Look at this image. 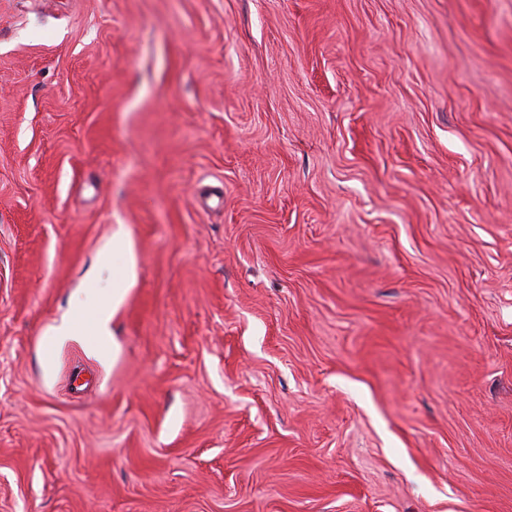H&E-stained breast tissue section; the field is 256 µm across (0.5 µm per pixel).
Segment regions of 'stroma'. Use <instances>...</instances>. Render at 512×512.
<instances>
[{
	"instance_id": "1",
	"label": "stroma",
	"mask_w": 512,
	"mask_h": 512,
	"mask_svg": "<svg viewBox=\"0 0 512 512\" xmlns=\"http://www.w3.org/2000/svg\"><path fill=\"white\" fill-rule=\"evenodd\" d=\"M0 512H512V0H0ZM101 264L104 268L112 264V280L108 281L107 286L101 287V281L96 276L91 277L88 287L82 288L74 298L68 315L45 336L47 342L53 345L73 336L78 326H85L93 333L98 353L108 357L112 349L113 360L117 346L111 323L136 273L130 241L121 225L112 237V247L102 254Z\"/></svg>"
}]
</instances>
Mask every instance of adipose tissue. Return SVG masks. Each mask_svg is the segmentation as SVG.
Segmentation results:
<instances>
[{"label":"adipose tissue","instance_id":"ef3b65f1","mask_svg":"<svg viewBox=\"0 0 512 512\" xmlns=\"http://www.w3.org/2000/svg\"><path fill=\"white\" fill-rule=\"evenodd\" d=\"M101 264L111 267V280L103 285L97 278H90L87 288L76 295L68 315L48 331V343L73 336L75 329L82 325L91 330L98 353L104 357L110 355L115 347L111 340V323L136 273L130 241L124 230H117L113 235L112 246L102 254Z\"/></svg>","mask_w":512,"mask_h":512}]
</instances>
